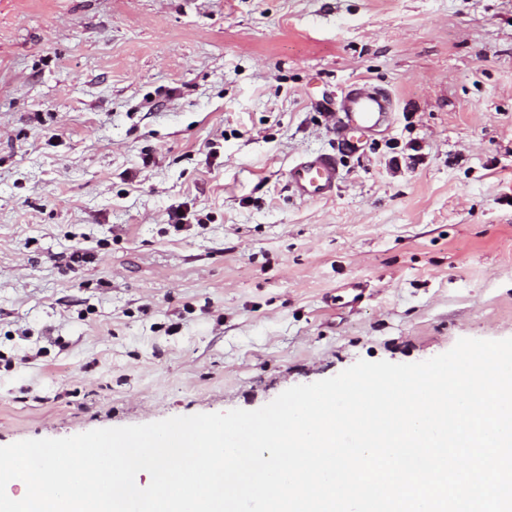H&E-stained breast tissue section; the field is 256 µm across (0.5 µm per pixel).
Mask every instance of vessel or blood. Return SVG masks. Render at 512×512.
Listing matches in <instances>:
<instances>
[{
    "label": "vessel or blood",
    "instance_id": "obj_1",
    "mask_svg": "<svg viewBox=\"0 0 512 512\" xmlns=\"http://www.w3.org/2000/svg\"><path fill=\"white\" fill-rule=\"evenodd\" d=\"M392 107L390 95L366 84L351 86L344 94L334 118L336 134L343 146L354 149V135L386 125ZM338 179L336 158L328 153L303 157L288 170L289 187L303 201L329 198L336 189Z\"/></svg>",
    "mask_w": 512,
    "mask_h": 512
}]
</instances>
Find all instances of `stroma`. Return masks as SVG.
Instances as JSON below:
<instances>
[{
	"label": "stroma",
	"instance_id": "stroma-1",
	"mask_svg": "<svg viewBox=\"0 0 512 512\" xmlns=\"http://www.w3.org/2000/svg\"><path fill=\"white\" fill-rule=\"evenodd\" d=\"M462 338H512V0H0V446ZM393 100L389 94L381 93L368 84L351 86L344 94L334 116L338 139L347 150L355 149V142L347 133L359 134L384 126L389 120ZM339 168L333 154L306 156L288 170V183L293 194L303 201L327 199L334 193Z\"/></svg>",
	"mask_w": 512,
	"mask_h": 512
}]
</instances>
